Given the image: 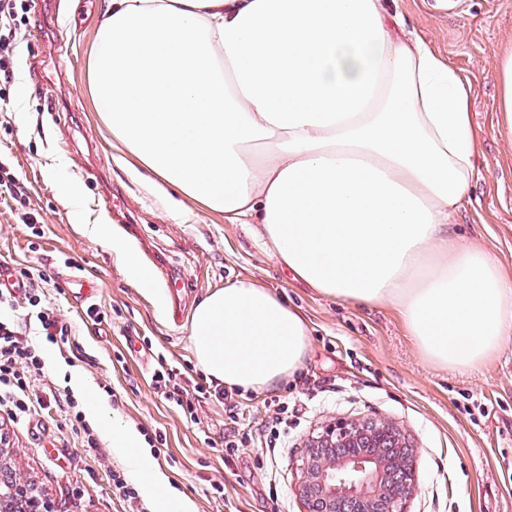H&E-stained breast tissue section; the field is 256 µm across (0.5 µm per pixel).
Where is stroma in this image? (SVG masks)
I'll return each mask as SVG.
<instances>
[{
  "label": "stroma",
  "instance_id": "stroma-1",
  "mask_svg": "<svg viewBox=\"0 0 512 512\" xmlns=\"http://www.w3.org/2000/svg\"><path fill=\"white\" fill-rule=\"evenodd\" d=\"M29 10L15 57L16 82L0 107V162L19 177L38 224L17 223L0 196V264L47 276L48 297L73 325L69 345L44 343L41 357L72 361L96 390H110L112 409L141 433L161 435L151 455L197 512H300L297 464L307 436L333 417L400 422L418 448L419 493L411 512H512V337L484 367L464 372L430 364L396 312L324 296L296 280L270 252L256 247L243 224L186 202L175 218L170 200L120 164L114 143L87 90L85 62L103 20L104 0H41ZM406 27L466 76L479 136L476 175L456 215L458 230L483 246L512 279V140L497 102L499 63L512 51V0H396ZM70 165L83 197L73 203L53 183L57 159ZM132 221L140 239L126 238ZM108 224L127 246L146 244L162 268H150L155 291L129 279L112 250L83 224ZM187 281L186 309L237 278L256 280L298 307L310 321L311 352L295 379L259 395L239 396L234 409L218 394L196 403V421L156 391L159 364L204 381L195 365L187 322L172 323L157 304L167 276ZM74 276L93 279L105 321L86 327V303L69 293ZM288 405L282 448L269 450L259 430L269 403ZM247 436L233 452L227 427ZM89 451L56 406L24 423L0 412V452L29 477L54 512H132L112 494V472L131 487L137 477L108 438ZM223 493H215V485Z\"/></svg>",
  "mask_w": 512,
  "mask_h": 512
}]
</instances>
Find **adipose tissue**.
Masks as SVG:
<instances>
[{"mask_svg": "<svg viewBox=\"0 0 512 512\" xmlns=\"http://www.w3.org/2000/svg\"><path fill=\"white\" fill-rule=\"evenodd\" d=\"M386 0H106L87 89L160 189L257 224L255 242L319 293L393 308L425 359L476 369L512 336V280L453 226L476 171L470 82L406 33ZM85 233L152 279L105 224ZM197 366L241 393L282 385L310 348L306 316L251 279L203 297ZM89 420L157 512H196L70 372Z\"/></svg>", "mask_w": 512, "mask_h": 512, "instance_id": "ef3b65f1", "label": "adipose tissue"}]
</instances>
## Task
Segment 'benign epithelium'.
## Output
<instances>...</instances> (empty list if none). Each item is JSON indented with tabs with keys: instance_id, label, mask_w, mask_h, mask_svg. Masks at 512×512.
Segmentation results:
<instances>
[{
	"instance_id": "benign-epithelium-1",
	"label": "benign epithelium",
	"mask_w": 512,
	"mask_h": 512,
	"mask_svg": "<svg viewBox=\"0 0 512 512\" xmlns=\"http://www.w3.org/2000/svg\"><path fill=\"white\" fill-rule=\"evenodd\" d=\"M417 448L399 424L349 417L324 422L308 437L296 484L302 512H409L419 491ZM5 496L30 499L33 512H53L25 476L11 472Z\"/></svg>"
}]
</instances>
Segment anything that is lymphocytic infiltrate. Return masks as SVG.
Returning <instances> with one entry per match:
<instances>
[{
    "label": "lymphocytic infiltrate",
    "instance_id": "f902f5d3",
    "mask_svg": "<svg viewBox=\"0 0 512 512\" xmlns=\"http://www.w3.org/2000/svg\"><path fill=\"white\" fill-rule=\"evenodd\" d=\"M28 0H0V100L10 93L16 76L13 68L14 49L25 16ZM26 288L22 294L0 291V411L12 420H22L35 406L46 400L62 403L71 428L79 435L83 447L98 448L95 429L85 420L76 400L58 389L41 398L31 389L32 380L43 373L38 341L57 346L67 344L72 333L69 322L62 320L51 306L44 289L46 277L39 269L21 273ZM152 380L165 400L179 407L187 419H195L191 393H205L203 384L193 381L179 368L160 366Z\"/></svg>",
    "mask_w": 512,
    "mask_h": 512
}]
</instances>
